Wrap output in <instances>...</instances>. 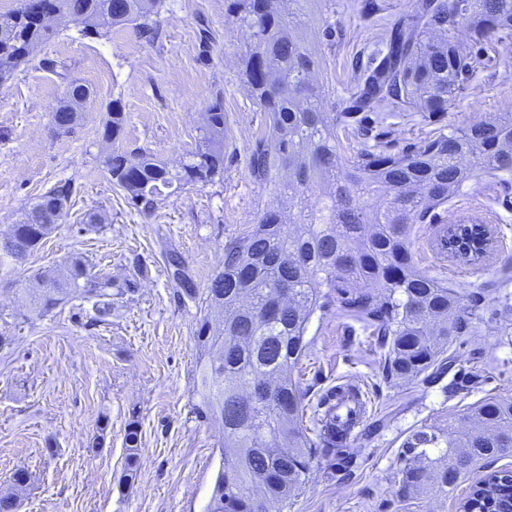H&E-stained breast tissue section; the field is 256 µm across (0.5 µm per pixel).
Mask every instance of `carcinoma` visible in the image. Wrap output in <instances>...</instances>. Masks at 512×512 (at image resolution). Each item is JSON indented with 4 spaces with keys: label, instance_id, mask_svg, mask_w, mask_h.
Masks as SVG:
<instances>
[{
    "label": "carcinoma",
    "instance_id": "1",
    "mask_svg": "<svg viewBox=\"0 0 512 512\" xmlns=\"http://www.w3.org/2000/svg\"><path fill=\"white\" fill-rule=\"evenodd\" d=\"M159 0H20L0 14L10 27L0 37V81L10 79L31 53L53 35L40 16L60 11L108 34L132 25L151 33ZM309 0H224L225 16L250 33L238 77L267 113L255 139L249 170L288 198V209H266L252 227L224 244V261L200 291L182 256L166 255L174 295L200 303L194 343L199 352L192 413L224 436L223 465L207 512H288L315 469L349 476L356 465L348 431L336 427L330 397L315 404L293 378L305 354L311 316L336 312L372 337L383 351L386 376L436 381L447 371L444 353L473 319L480 297L458 292L418 272L411 231L430 224L433 211L483 171L512 173V113L439 128L399 148L387 141L345 150L338 131L365 136L384 126L389 108H415L428 119L448 114L475 69L474 50L501 45L509 53L512 0H414L411 10L383 26L372 61L353 65L349 97L325 106L317 78L322 58L318 36L307 22ZM466 30L470 45L457 37ZM86 86L72 81L52 113L59 131L78 121ZM198 145L181 170L142 154L131 161L114 152L107 165L114 184L145 214L177 183H206L224 171V99L208 106ZM126 123L121 102L102 137L118 139ZM69 181L46 191L22 220L0 237V252L23 262L51 233L45 211L58 196L71 197ZM476 235L465 226L440 238ZM462 264L475 259L457 245ZM23 298L44 315L67 300L92 303L100 322L112 315V278L69 262L63 279L36 273ZM311 410L312 427L303 424ZM120 483L135 482L140 458V421L131 414ZM402 497L448 493L460 479L512 448V397L492 396L424 425L403 445ZM460 507L467 512H506L512 507V470L475 477Z\"/></svg>",
    "mask_w": 512,
    "mask_h": 512
}]
</instances>
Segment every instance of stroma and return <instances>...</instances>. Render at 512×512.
I'll list each match as a JSON object with an SVG mask.
<instances>
[{"instance_id": "35a3bbf8", "label": "stroma", "mask_w": 512, "mask_h": 512, "mask_svg": "<svg viewBox=\"0 0 512 512\" xmlns=\"http://www.w3.org/2000/svg\"><path fill=\"white\" fill-rule=\"evenodd\" d=\"M355 2L327 0L309 15L310 26L336 31L319 77L336 99L350 83L347 59L368 55L380 33L381 23L362 20ZM156 21L152 42L131 27L98 37L59 22L55 36L0 82V236L54 183L75 186L64 223L25 263L0 256V333L15 338L0 348V495L15 493L16 512H206L221 465L220 432L192 413L200 312L175 300L163 255L179 252L198 288H206L225 243L284 200L249 171L266 115L238 81L248 36L225 17L224 0H161ZM72 79L88 86L92 99L73 130L60 134L51 112ZM218 96L227 128L223 175L165 190L153 214L139 212L113 184L108 155L141 150L180 168ZM116 99L126 125L107 142L103 126ZM495 112H512V60L489 47L443 121L465 125ZM461 215L480 218L497 239L496 251L470 267L434 248L441 227ZM411 253L420 272L486 296L481 319L448 348L468 383L456 390L449 377L431 385L386 379L360 324L332 309L314 314L305 336L310 348L294 377L314 399L359 385L371 399V419L384 424L355 441L351 477L313 471L290 512H457L469 492L465 481L445 496L401 501L402 444L420 426L485 397L512 396V182L486 175L469 182L439 209L436 223L413 226ZM75 256L111 275L119 289L108 321L89 325L92 305L77 301L28 315L21 290L29 276L65 275ZM134 410L142 454L134 485L124 488L118 480ZM103 418L105 445L95 452ZM20 468L29 481L18 490L11 476Z\"/></svg>"}]
</instances>
